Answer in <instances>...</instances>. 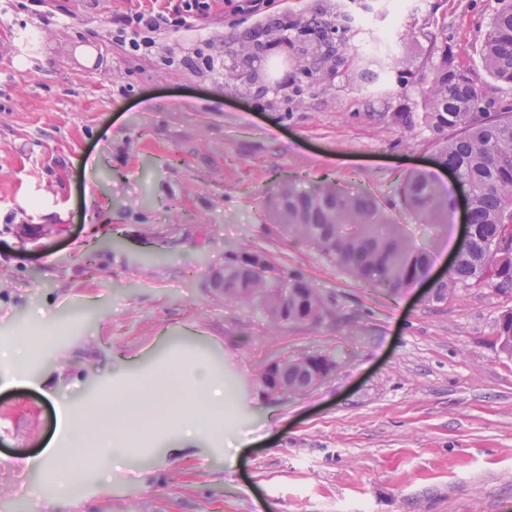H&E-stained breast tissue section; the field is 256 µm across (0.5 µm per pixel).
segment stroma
I'll return each instance as SVG.
<instances>
[{
	"label": "stroma",
	"mask_w": 512,
	"mask_h": 512,
	"mask_svg": "<svg viewBox=\"0 0 512 512\" xmlns=\"http://www.w3.org/2000/svg\"><path fill=\"white\" fill-rule=\"evenodd\" d=\"M169 5L0 0V337L28 345L0 365V512H512V357L497 336L512 292L460 288L436 303L424 281L388 294L284 236L270 209L289 181L368 194L432 246L431 279L444 276L452 246L428 240L397 193L432 168L430 134L390 115L409 110L399 80L422 68L431 34L493 107L512 104L481 59L497 0H275L253 15L215 0L208 18L155 34L148 56L113 44L114 16ZM339 9L356 19L345 55L398 38L402 64L351 84L330 67L299 88L305 58L277 44L275 22ZM257 40V57L224 53ZM198 51L233 79L191 65ZM21 224L66 231L23 244ZM232 248L275 256L334 315L275 329L225 301L213 277ZM175 350L223 369L236 466L206 448L150 458L85 477L55 506L27 461L64 408H92L115 353L147 374ZM306 351L333 359L332 373L269 395L264 365Z\"/></svg>",
	"instance_id": "stroma-1"
}]
</instances>
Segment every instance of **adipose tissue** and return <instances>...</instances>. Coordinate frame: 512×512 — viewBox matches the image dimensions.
<instances>
[{
    "label": "adipose tissue",
    "instance_id": "ef3b65f1",
    "mask_svg": "<svg viewBox=\"0 0 512 512\" xmlns=\"http://www.w3.org/2000/svg\"><path fill=\"white\" fill-rule=\"evenodd\" d=\"M228 401L223 372L197 358L164 360L147 377L120 373L90 411H67L68 441L50 447L39 467L63 490L76 478L75 456L98 460L97 478L108 479L113 464L137 457L147 438L167 455L222 451Z\"/></svg>",
    "mask_w": 512,
    "mask_h": 512
}]
</instances>
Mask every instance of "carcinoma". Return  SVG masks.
I'll return each mask as SVG.
<instances>
[{"instance_id":"cac0c4a2","label":"carcinoma","mask_w":512,"mask_h":512,"mask_svg":"<svg viewBox=\"0 0 512 512\" xmlns=\"http://www.w3.org/2000/svg\"><path fill=\"white\" fill-rule=\"evenodd\" d=\"M353 18L338 11L327 17L316 14L300 28L303 50L316 44L328 45L337 37L345 41ZM336 57L344 75L357 80L374 66L372 77L400 63L399 45L385 46L379 56H356L353 60L332 48L298 68L299 80L315 84L323 64ZM485 69L497 80L512 85V0H498L481 47ZM402 94L422 112L423 123L432 137L438 163L452 171L465 194L469 233L458 250L448 276L438 281L431 299L442 301L458 288L489 287L512 290V107L489 112L480 88L468 73L448 58V43L432 38L424 74L403 81ZM454 135L449 136L447 132ZM407 207L426 224L431 233H448V211L454 198L438 177L416 171L401 187ZM272 207L282 230L301 242L320 241L322 254L335 265L369 285L397 293L422 276L433 261L426 247L408 239L400 225L385 222L373 198L367 194L347 195L325 182L313 190L295 184L282 186ZM229 302L257 307L267 312L275 297L272 283L249 252L229 258L224 274L216 277ZM307 305L308 315L330 314L329 306L314 295L288 300V312L296 304ZM500 348L512 357V312L497 324ZM311 368L295 359L276 370L277 382L300 390L310 378Z\"/></svg>"}]
</instances>
